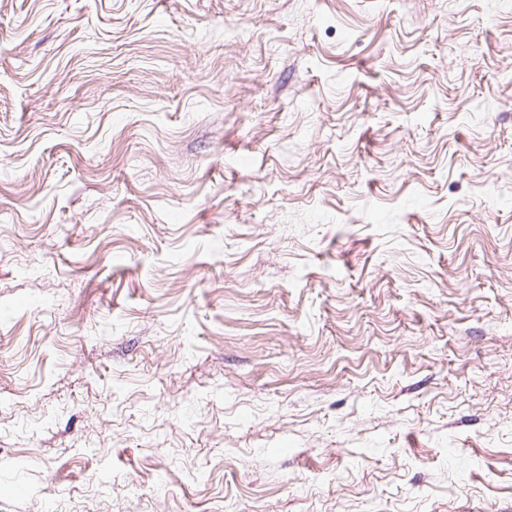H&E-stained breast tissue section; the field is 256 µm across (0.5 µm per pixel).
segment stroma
Wrapping results in <instances>:
<instances>
[{"instance_id":"1","label":"stroma","mask_w":512,"mask_h":512,"mask_svg":"<svg viewBox=\"0 0 512 512\" xmlns=\"http://www.w3.org/2000/svg\"><path fill=\"white\" fill-rule=\"evenodd\" d=\"M0 512H512V0H0Z\"/></svg>"}]
</instances>
